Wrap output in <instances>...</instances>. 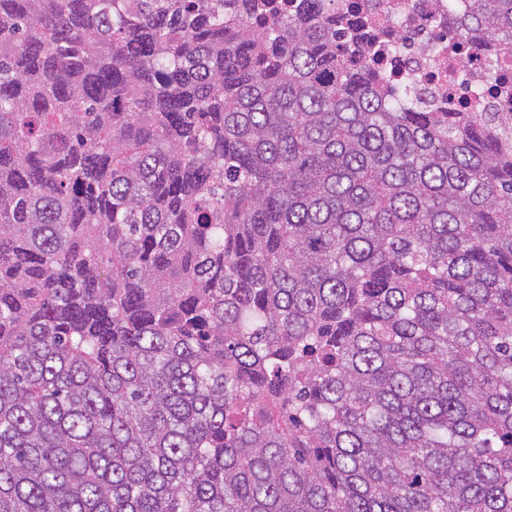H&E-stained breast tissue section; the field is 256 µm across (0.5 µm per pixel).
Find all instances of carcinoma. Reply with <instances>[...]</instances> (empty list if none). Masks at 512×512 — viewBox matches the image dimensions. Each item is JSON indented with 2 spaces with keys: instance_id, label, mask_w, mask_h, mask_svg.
<instances>
[{
  "instance_id": "cac0c4a2",
  "label": "carcinoma",
  "mask_w": 512,
  "mask_h": 512,
  "mask_svg": "<svg viewBox=\"0 0 512 512\" xmlns=\"http://www.w3.org/2000/svg\"><path fill=\"white\" fill-rule=\"evenodd\" d=\"M342 6L0 0V512H512V146Z\"/></svg>"
}]
</instances>
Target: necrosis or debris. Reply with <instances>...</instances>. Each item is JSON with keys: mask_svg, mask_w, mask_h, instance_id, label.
<instances>
[{"mask_svg": "<svg viewBox=\"0 0 512 512\" xmlns=\"http://www.w3.org/2000/svg\"><path fill=\"white\" fill-rule=\"evenodd\" d=\"M349 19L358 24L382 62L400 81L410 82L423 101L439 112L495 113L497 122L512 120V106L491 83L482 52L460 55L448 33L447 9L434 0H351Z\"/></svg>", "mask_w": 512, "mask_h": 512, "instance_id": "necrosis-or-debris-1", "label": "necrosis or debris"}]
</instances>
